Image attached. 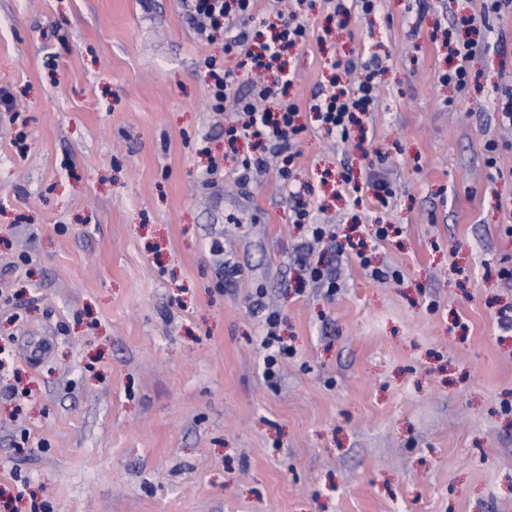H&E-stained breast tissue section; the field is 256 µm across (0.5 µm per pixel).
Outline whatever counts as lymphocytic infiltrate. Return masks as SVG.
Segmentation results:
<instances>
[{"instance_id":"obj_1","label":"lymphocytic infiltrate","mask_w":512,"mask_h":512,"mask_svg":"<svg viewBox=\"0 0 512 512\" xmlns=\"http://www.w3.org/2000/svg\"><path fill=\"white\" fill-rule=\"evenodd\" d=\"M253 7L254 0H191L189 23L227 33L225 53H232L241 47L246 50L245 71L240 77L225 69L223 63L216 59H208L205 63L211 81L210 108L221 112L230 104L244 118L241 125L225 127V138L231 143L242 138L272 154L281 155L292 150L305 130L298 118L299 107L289 103L273 112L259 109L258 104L268 100L272 93L265 76L270 62L278 60L286 49L305 42L308 37L307 28L296 18H289L277 24L275 34L261 42L258 50L248 49V33L236 29L235 22L249 17ZM333 66L345 74L356 73L357 78L343 82L337 88L332 86L321 89L314 96L311 110L325 134L344 143H353L359 149L363 142L354 137L353 127L359 122V114L375 108L377 77L381 65L378 58L372 57L356 62L337 60ZM241 78L249 85V94H237L235 85Z\"/></svg>"}]
</instances>
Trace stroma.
<instances>
[{
	"mask_svg": "<svg viewBox=\"0 0 512 512\" xmlns=\"http://www.w3.org/2000/svg\"><path fill=\"white\" fill-rule=\"evenodd\" d=\"M292 9L291 183L367 269L327 240L302 263L276 173L240 183L204 61L241 57L186 0H0V512H512V9L473 28L479 0H378L342 28L329 0ZM468 36L460 91L439 75ZM362 52L384 70L360 151L307 106ZM279 324V315L272 312L266 317L267 331L262 342L266 351L264 356V377L271 381L276 377L280 370L279 358L288 354V347L282 344L280 336L276 329Z\"/></svg>",
	"mask_w": 512,
	"mask_h": 512,
	"instance_id": "obj_1",
	"label": "stroma"
}]
</instances>
